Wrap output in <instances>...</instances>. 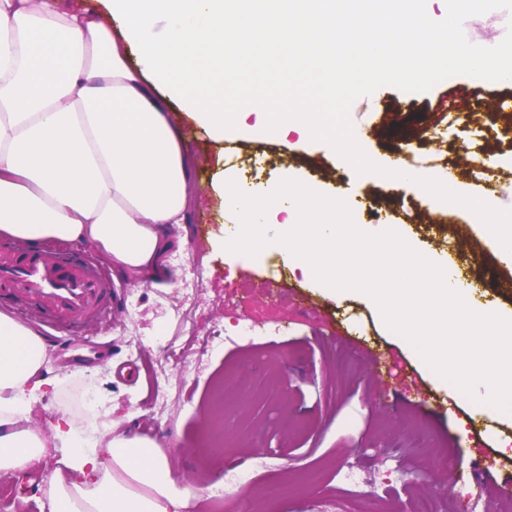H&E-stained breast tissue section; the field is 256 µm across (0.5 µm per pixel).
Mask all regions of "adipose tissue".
<instances>
[{
	"label": "adipose tissue",
	"mask_w": 512,
	"mask_h": 512,
	"mask_svg": "<svg viewBox=\"0 0 512 512\" xmlns=\"http://www.w3.org/2000/svg\"><path fill=\"white\" fill-rule=\"evenodd\" d=\"M0 0V235L87 241L111 269L137 277L164 267V228L184 223L193 165L179 120L223 147L255 135L282 150L315 142L365 165L353 131L292 95L281 71L312 78L321 99L387 75L419 83L464 66L512 80V57L490 66L449 35L473 0ZM417 66H410V59ZM269 91L241 89L244 69ZM232 109H225V99ZM232 255L277 253L335 296L364 295L454 388L491 389L512 415V323L455 281L447 256L414 247L390 225L349 223L348 204L293 180L250 184L216 158L209 175ZM47 347L0 313V479L47 453L48 512H187L181 487L148 438L109 437L75 423L32 428Z\"/></svg>",
	"instance_id": "ef3b65f1"
}]
</instances>
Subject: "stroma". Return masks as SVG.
Listing matches in <instances>:
<instances>
[{"label": "stroma", "instance_id": "obj_1", "mask_svg": "<svg viewBox=\"0 0 512 512\" xmlns=\"http://www.w3.org/2000/svg\"><path fill=\"white\" fill-rule=\"evenodd\" d=\"M504 8L503 0H489L458 27L478 40L510 41L512 33L499 21ZM504 91L490 73L456 67L440 68L432 82L405 90L396 79L352 86L323 108L348 128L377 129V136L359 142L368 159L360 168L313 143L286 153L276 142L253 137L229 139L224 155L240 175L257 176L262 184L290 177L353 198L351 223L396 222L417 249L461 257L463 283L504 316L512 314V287H501L495 274L512 271V262L496 252L475 213L453 201L428 204L424 190L396 189L376 173L397 151L449 156L472 140L492 163L483 186L457 174L459 193L470 200L493 195L502 211H512V120L498 116L452 127L444 116L452 102L462 112L491 110ZM188 195L187 222L165 227L173 246L157 276L131 279L105 265L93 245L64 243V250L78 249L95 271L111 277L119 296L111 312L66 330V343L48 344L45 374L65 383L46 387L33 428L46 432L62 419L101 431L119 423L129 435L160 444L181 484L212 495L227 512L252 498L247 483L228 491L227 467L305 489L303 497L265 503L264 512H307V499L335 493L336 469L353 449H367L366 465L380 469L387 452L410 453L419 425L441 443L458 477L449 495L472 484L476 468L512 475V453L503 449L512 444V420L477 410L468 394L451 392L410 339L362 295L335 298L274 254L250 262L214 253L210 242L222 226L200 170L190 174ZM440 217L454 226L453 234L430 230ZM196 259L203 262V279L194 295L196 317L186 322L178 306ZM216 332L232 336V343L199 353ZM341 354L351 361L344 375L336 369ZM223 401L238 410L227 416L230 436L220 448L211 435ZM257 427L265 430L259 442L251 438ZM311 437L319 446L307 455L301 445ZM312 467L324 479L309 488L304 475Z\"/></svg>", "mask_w": 512, "mask_h": 512}]
</instances>
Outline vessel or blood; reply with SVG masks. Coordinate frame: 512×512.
I'll return each instance as SVG.
<instances>
[{"label": "vessel or blood", "mask_w": 512, "mask_h": 512, "mask_svg": "<svg viewBox=\"0 0 512 512\" xmlns=\"http://www.w3.org/2000/svg\"><path fill=\"white\" fill-rule=\"evenodd\" d=\"M18 299L36 304L45 325L70 327L111 309L117 289L80 256L33 244L0 245V302Z\"/></svg>", "instance_id": "1"}]
</instances>
